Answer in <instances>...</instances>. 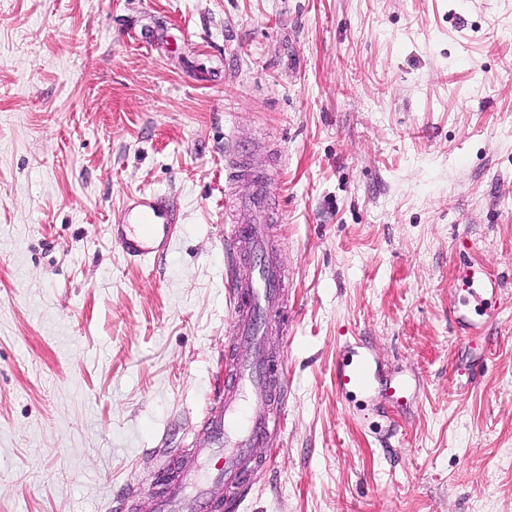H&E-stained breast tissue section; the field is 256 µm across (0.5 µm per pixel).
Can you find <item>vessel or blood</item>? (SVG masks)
<instances>
[{"mask_svg": "<svg viewBox=\"0 0 512 512\" xmlns=\"http://www.w3.org/2000/svg\"><path fill=\"white\" fill-rule=\"evenodd\" d=\"M260 182L246 145L233 144L225 154V189L245 218L231 222L224 235L233 268L226 289L234 314L224 345V386L205 420L208 441L181 460L179 470L159 467L156 479L163 492L150 512H240L250 492L245 474L271 461L267 455L255 457V449L270 447L274 432L283 427L281 417L266 415L261 406L288 397L287 385H276L271 377L273 354L265 342L269 327L282 323L288 306L282 266L270 243L269 200ZM179 217L175 201L143 193L130 199L122 220L110 226V239L125 259L140 265L169 249ZM335 384L343 398L381 395L387 413L404 411L410 399V382L384 372L367 353L338 362Z\"/></svg>", "mask_w": 512, "mask_h": 512, "instance_id": "obj_1", "label": "vessel or blood"}]
</instances>
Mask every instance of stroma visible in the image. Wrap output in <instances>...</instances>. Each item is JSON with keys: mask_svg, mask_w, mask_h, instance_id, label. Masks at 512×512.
I'll use <instances>...</instances> for the list:
<instances>
[{"mask_svg": "<svg viewBox=\"0 0 512 512\" xmlns=\"http://www.w3.org/2000/svg\"><path fill=\"white\" fill-rule=\"evenodd\" d=\"M237 140L290 281L243 512H512V0H0V512H117L206 440ZM143 192L182 217L137 268L106 228ZM365 345L405 414L338 396Z\"/></svg>", "mask_w": 512, "mask_h": 512, "instance_id": "35a3bbf8", "label": "stroma"}]
</instances>
